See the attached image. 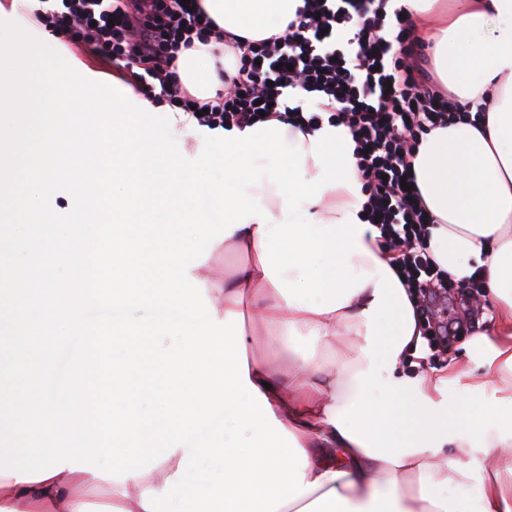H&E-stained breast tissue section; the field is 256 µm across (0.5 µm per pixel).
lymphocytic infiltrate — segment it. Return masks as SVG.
Segmentation results:
<instances>
[{
	"label": "lymphocytic infiltrate",
	"mask_w": 512,
	"mask_h": 512,
	"mask_svg": "<svg viewBox=\"0 0 512 512\" xmlns=\"http://www.w3.org/2000/svg\"><path fill=\"white\" fill-rule=\"evenodd\" d=\"M62 10L35 11L58 39L82 40L115 62L145 65L137 86L159 94L211 129L245 127L260 118L350 129L367 194L364 218L380 230L405 285L419 292L422 317L452 283L427 250L432 219L415 186L410 158L423 134L470 113L431 84L412 31L391 0H303L280 34L230 45L237 73L225 76L217 104L197 99L175 77L179 52L209 44L215 22L182 0H61ZM292 94L295 106L284 102ZM317 111H303L306 99ZM267 103L260 111L259 103ZM410 191H403V184Z\"/></svg>",
	"instance_id": "1"
}]
</instances>
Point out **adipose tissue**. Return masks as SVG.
Segmentation results:
<instances>
[{"label": "adipose tissue", "mask_w": 512, "mask_h": 512, "mask_svg": "<svg viewBox=\"0 0 512 512\" xmlns=\"http://www.w3.org/2000/svg\"><path fill=\"white\" fill-rule=\"evenodd\" d=\"M303 0H201L224 37L260 40L283 32ZM415 34L433 43L434 66L449 97L485 104L484 118L461 117L424 134L411 159L422 201L434 224L427 247L437 264L460 283L479 278L499 301L489 332L475 334L483 363L494 372L496 397L512 398V0H465L461 10L446 0H394ZM177 74L194 96L210 99L221 85L210 47L184 50ZM258 222L235 229L231 242L244 265L208 289L217 319L229 313L257 316L268 328L320 343L344 331L353 342L335 368L301 358L295 374L270 362L248 363L249 379L266 396L285 429L306 455V481L314 490L279 512H512V479L475 478L463 463L442 464L439 454L419 451L390 463L339 432L336 413L361 392L357 372L367 370L365 309L374 285H365L340 309L318 314L288 305L265 276ZM424 397L440 402L442 381L484 385L483 375L451 363L419 373ZM183 456L175 451L151 472L113 483L112 496L90 508L86 471L63 470L38 482L0 474V512H145L144 491L163 490Z\"/></svg>", "instance_id": "ef3b65f1"}]
</instances>
